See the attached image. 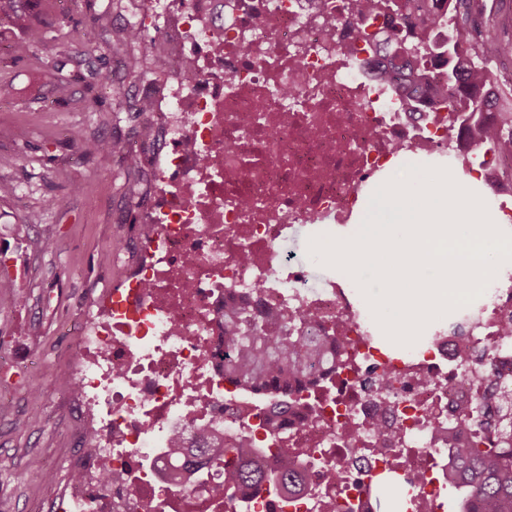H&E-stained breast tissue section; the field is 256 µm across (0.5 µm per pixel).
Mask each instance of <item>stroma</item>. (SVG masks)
Segmentation results:
<instances>
[{
  "label": "stroma",
  "instance_id": "obj_1",
  "mask_svg": "<svg viewBox=\"0 0 512 512\" xmlns=\"http://www.w3.org/2000/svg\"><path fill=\"white\" fill-rule=\"evenodd\" d=\"M143 2L84 0L65 16L52 0H32V54L0 52V79L15 89L10 108L0 112V181L14 187L0 196V236L24 245L55 240L52 252H30L24 275L0 268L12 299L0 310V512H50L69 479L65 460L80 421L54 375L72 344L64 328L96 289L124 277L110 254L117 240L135 233L142 203L125 199L123 167L108 155L85 156L71 136L81 128L130 138L133 115L125 101L137 87L124 81L118 90L102 89L95 74L117 66L116 57L76 48L94 39L101 24H126ZM60 44L73 45V52L57 53ZM50 73L71 82V99L46 88ZM75 179L93 183L94 201L72 192ZM34 391L41 396L36 403Z\"/></svg>",
  "mask_w": 512,
  "mask_h": 512
}]
</instances>
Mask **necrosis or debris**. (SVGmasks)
Masks as SVG:
<instances>
[{"instance_id":"obj_1","label":"necrosis or debris","mask_w":512,"mask_h":512,"mask_svg":"<svg viewBox=\"0 0 512 512\" xmlns=\"http://www.w3.org/2000/svg\"><path fill=\"white\" fill-rule=\"evenodd\" d=\"M354 0H145L139 32L171 24L162 95L144 94L150 135L126 142L155 160L135 267L78 318L76 353L58 370L81 427L72 475L54 512H377L376 477L421 472L406 512L446 488L449 428L473 419L484 390L512 389V273L454 311L413 348H386L355 284L313 276L288 249L301 227L349 223L370 182L396 158L454 156L467 176L497 169L512 197V157L475 152L444 112H407L387 83L362 76L349 50ZM258 293L263 312L314 317L343 339V359L321 390L278 413L232 396L219 367L214 313ZM279 417L281 430L268 423ZM265 440L267 466L301 461L307 492L262 483L213 498L223 470L189 495L169 479L173 429L204 446Z\"/></svg>"}]
</instances>
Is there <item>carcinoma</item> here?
Masks as SVG:
<instances>
[{
	"label": "carcinoma",
	"instance_id": "obj_1",
	"mask_svg": "<svg viewBox=\"0 0 512 512\" xmlns=\"http://www.w3.org/2000/svg\"><path fill=\"white\" fill-rule=\"evenodd\" d=\"M29 0H0V36L18 35L13 54L27 56L33 40ZM400 24L387 33L392 70L380 73L388 81L409 76V90L402 97L405 109L448 111V122L468 129L477 149L488 154H512V117L498 111L500 91L487 64L501 54L503 44L486 32L475 9V0H380ZM107 49L125 60V77L140 81L157 76L150 64L153 48L142 43L134 27L101 26L93 49ZM74 139L87 155L120 156L125 168L138 175L128 194H140L146 172L141 163L112 143L85 131ZM258 301L224 310V380L237 393L273 399L283 408L299 404L298 394L315 388L311 369L333 364L339 351L329 337L317 336L308 317L280 313L255 314ZM210 463L224 466V488L239 482H265L292 495L305 490L303 473L287 463L277 470L266 468L257 445L224 447V437L209 438ZM448 487L456 493V512H512V455L497 448L481 447L474 435L466 442L448 440Z\"/></svg>",
	"mask_w": 512,
	"mask_h": 512
}]
</instances>
